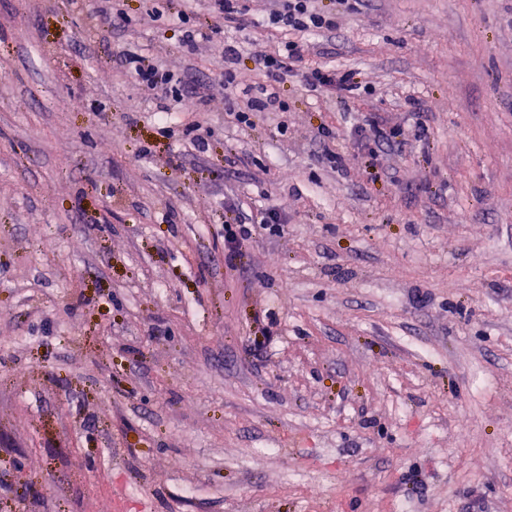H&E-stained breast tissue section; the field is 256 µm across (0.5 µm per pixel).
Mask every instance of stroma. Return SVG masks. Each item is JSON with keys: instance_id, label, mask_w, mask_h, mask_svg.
Segmentation results:
<instances>
[{"instance_id": "obj_1", "label": "stroma", "mask_w": 512, "mask_h": 512, "mask_svg": "<svg viewBox=\"0 0 512 512\" xmlns=\"http://www.w3.org/2000/svg\"><path fill=\"white\" fill-rule=\"evenodd\" d=\"M100 5L0 0V512H512V0ZM228 41L239 91L288 41L365 90L239 123ZM371 115L425 138L371 156ZM209 2L211 14H215L219 20L224 21L225 27L229 26L228 24L237 23L241 15L249 11L244 6L243 9L241 8V0H211ZM257 4L266 13L268 22L288 31L331 30L335 26L332 17L326 16L315 7L314 0H263ZM121 66L126 75L138 84L150 89H156L171 84V75L160 69L159 66L146 63L145 59L137 54L120 53ZM165 88V89H166ZM249 225L251 224L243 223L240 217L235 224H224V243L229 249L228 259L231 260L236 249L252 237V229L248 227Z\"/></svg>"}]
</instances>
